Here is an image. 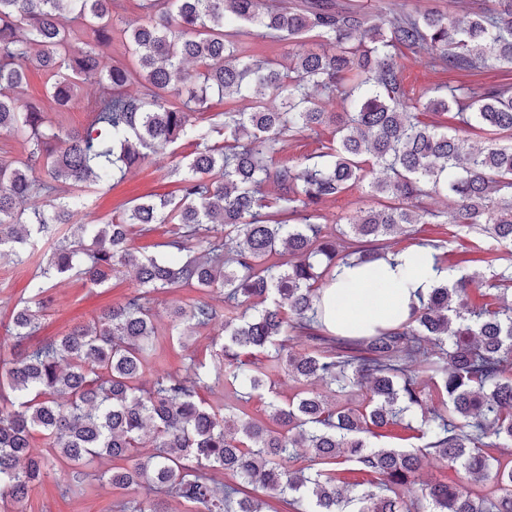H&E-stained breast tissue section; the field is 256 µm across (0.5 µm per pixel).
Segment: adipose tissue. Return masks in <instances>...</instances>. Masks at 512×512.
Masks as SVG:
<instances>
[{"label": "adipose tissue", "mask_w": 512, "mask_h": 512, "mask_svg": "<svg viewBox=\"0 0 512 512\" xmlns=\"http://www.w3.org/2000/svg\"><path fill=\"white\" fill-rule=\"evenodd\" d=\"M429 248L403 250L376 266L343 265L322 296V321L342 336H368L407 318L412 302L452 282Z\"/></svg>", "instance_id": "obj_1"}]
</instances>
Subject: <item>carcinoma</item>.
<instances>
[{
    "mask_svg": "<svg viewBox=\"0 0 512 512\" xmlns=\"http://www.w3.org/2000/svg\"><path fill=\"white\" fill-rule=\"evenodd\" d=\"M142 9L143 22L118 30L109 0H0V131L25 148L0 163V252L28 262L31 239L83 204L71 188L110 190L146 151L192 147L174 191L79 225L31 288L39 297L60 277L101 286L124 267L135 292L30 345L42 309L13 310L18 349L0 353V512H24L55 468L69 475L66 489L81 486L101 457L131 461L100 475L112 491L146 487L185 512H267L269 497L290 512H512V265L482 305L469 303L479 283L463 273L370 336H338L317 317L337 267L386 258L415 224H453L512 247V87L416 93L402 63L425 54L443 71L512 66V0H471L461 17L402 3L377 21L332 0H143ZM255 28L292 45L288 63L243 55L241 37ZM116 31L127 60L106 55ZM31 65L60 106L99 78L112 94L95 101L91 124L64 132L24 100ZM131 85L139 90L125 92ZM208 88L253 103L216 113L222 145L194 119ZM332 97L342 111L327 110ZM448 114L483 132V146L448 132L438 121ZM325 128L332 145L316 160L278 163L287 142ZM355 189L376 205L336 215L335 234L325 233L322 205ZM434 197L445 210L428 208ZM141 224L167 225L175 253L140 254L131 236ZM177 288L223 295L219 306L174 305L167 333L179 342L224 319L219 364L193 360L182 375L148 379L159 332L147 295ZM282 373L297 386L271 397L264 418L198 395L211 383L259 394ZM408 411L420 412L406 430L421 447L371 444ZM147 444L155 452L143 458ZM426 457L462 477L401 500ZM214 471L229 482L217 486ZM116 508L162 512L135 499Z\"/></svg>",
    "mask_w": 512,
    "mask_h": 512,
    "instance_id": "cac0c4a2",
    "label": "carcinoma"
}]
</instances>
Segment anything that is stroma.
<instances>
[{"label": "stroma", "mask_w": 512, "mask_h": 512, "mask_svg": "<svg viewBox=\"0 0 512 512\" xmlns=\"http://www.w3.org/2000/svg\"><path fill=\"white\" fill-rule=\"evenodd\" d=\"M404 83L416 90L436 89L455 85L490 86L512 83V69L501 68L483 73H460L435 70L427 66L424 59L406 61L403 71ZM48 76L38 68L27 72L26 97L37 103L43 111L57 112V104L48 89ZM104 83L86 85L64 110L66 128H82L92 120V105L104 92ZM186 145H178L176 151L148 153L144 162L132 169L125 179L106 194H99L92 188L84 189L88 197V209L77 210L72 221L76 224H99L111 219L115 211L121 210L129 201L147 193L165 194L173 190L174 178L171 170L178 154L188 153ZM443 244L447 264L455 270L480 274L483 282H491L495 273L504 267V260L484 261L486 242L474 232L460 230L451 224H419L413 233L393 239L392 247L400 251L418 246L427 241ZM36 272L35 263H17L14 256H0V352L13 350L15 340L6 331L15 305L22 300H31L29 283ZM136 282L125 272H114L105 286L93 288L74 279L57 280L54 287L46 292L50 303L43 312V335L54 336L67 332L74 324L86 322L107 304L121 302L126 295L135 291ZM223 336L222 323L191 332L184 345L160 340L156 345L158 362L154 366L158 373H182L190 359L213 361L218 350L217 343ZM109 459L98 460L85 469L83 485L73 491H65L63 476L51 472L46 481L30 496L26 512H116L119 500L111 488L102 483L100 474L112 468Z\"/></svg>", "instance_id": "stroma-1"}]
</instances>
